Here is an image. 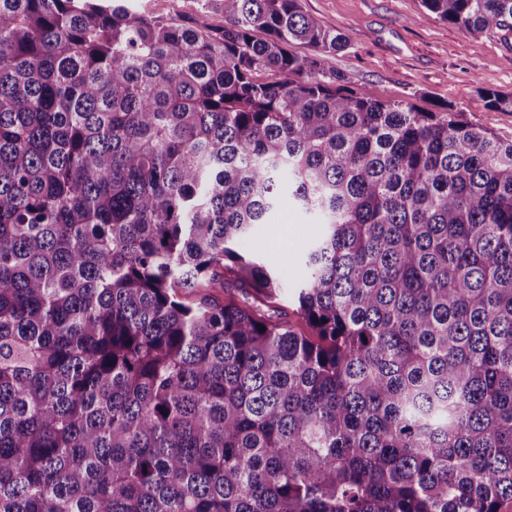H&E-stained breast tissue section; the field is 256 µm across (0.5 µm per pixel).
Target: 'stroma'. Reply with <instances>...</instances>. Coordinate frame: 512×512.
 Masks as SVG:
<instances>
[{
	"instance_id": "stroma-1",
	"label": "stroma",
	"mask_w": 512,
	"mask_h": 512,
	"mask_svg": "<svg viewBox=\"0 0 512 512\" xmlns=\"http://www.w3.org/2000/svg\"><path fill=\"white\" fill-rule=\"evenodd\" d=\"M323 27L344 33L347 47L328 56L349 87L424 110L450 103L468 121L512 142V109L486 106L482 90L512 93V40L476 33L424 15L420 0H300ZM319 225L289 204L261 225L257 248L272 266L297 257Z\"/></svg>"
}]
</instances>
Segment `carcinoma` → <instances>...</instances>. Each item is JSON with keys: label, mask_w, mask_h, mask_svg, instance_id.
<instances>
[{"label": "carcinoma", "mask_w": 512, "mask_h": 512, "mask_svg": "<svg viewBox=\"0 0 512 512\" xmlns=\"http://www.w3.org/2000/svg\"><path fill=\"white\" fill-rule=\"evenodd\" d=\"M347 45L299 0H0V512H512V143ZM126 5L135 12L168 18L169 16L176 15L173 11L178 12L181 16L195 15L201 7V2L197 0H180L179 2L164 0H126ZM309 218L285 201L271 224H262L256 239V247L267 263L277 266L284 263L288 254L291 259L299 256L308 243L318 235L320 224H308Z\"/></svg>", "instance_id": "1"}]
</instances>
